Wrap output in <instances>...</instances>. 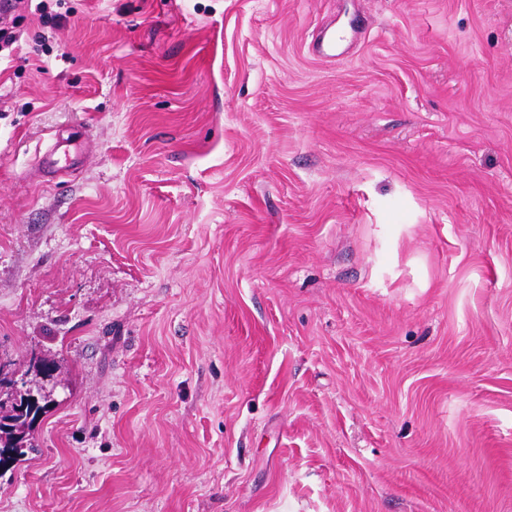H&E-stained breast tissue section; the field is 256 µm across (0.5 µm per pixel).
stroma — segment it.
<instances>
[{
    "mask_svg": "<svg viewBox=\"0 0 512 512\" xmlns=\"http://www.w3.org/2000/svg\"><path fill=\"white\" fill-rule=\"evenodd\" d=\"M60 10L0 55V363L50 397L0 512H512V0Z\"/></svg>",
    "mask_w": 512,
    "mask_h": 512,
    "instance_id": "obj_1",
    "label": "stroma"
}]
</instances>
